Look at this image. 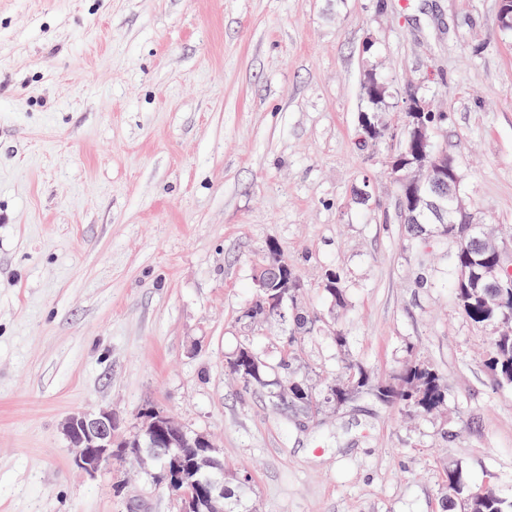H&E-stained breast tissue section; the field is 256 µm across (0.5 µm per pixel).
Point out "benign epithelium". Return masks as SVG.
Segmentation results:
<instances>
[{"label": "benign epithelium", "instance_id": "obj_1", "mask_svg": "<svg viewBox=\"0 0 512 512\" xmlns=\"http://www.w3.org/2000/svg\"><path fill=\"white\" fill-rule=\"evenodd\" d=\"M405 117L412 119L409 135L410 157H389L388 167L400 194L398 206L408 223L415 222V215L433 205L430 196L448 195L453 201L454 223L480 226L470 211L469 197L456 185L455 165L448 155L436 149L431 124L433 104L415 93L402 100ZM486 246L491 253L487 261L479 265H466L460 269V278L475 288H488L497 293L502 288H512L504 280L501 269L512 264V254H507L493 237ZM284 268L281 257L274 253L262 265L268 277L278 282L276 288H266L264 293L271 307L280 308L288 293L287 281L280 278ZM140 430L128 448H114L115 422L112 412H74L63 424L64 434L75 450V464L88 472H97L112 464L117 455L133 457L141 463L161 461L151 473L154 484L170 488H181V512H224V463L217 456L210 439L202 434L186 432L171 416L155 407L140 412ZM177 448H198L200 454L192 462L185 463Z\"/></svg>", "mask_w": 512, "mask_h": 512}]
</instances>
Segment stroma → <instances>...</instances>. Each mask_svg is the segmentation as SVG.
Instances as JSON below:
<instances>
[{
	"mask_svg": "<svg viewBox=\"0 0 512 512\" xmlns=\"http://www.w3.org/2000/svg\"><path fill=\"white\" fill-rule=\"evenodd\" d=\"M499 0H0V512H180L136 463L91 473L62 430L158 407L248 477L249 512H460L449 471L512 503V388L491 332L425 258L373 110L407 91L446 114L437 146L477 219L512 228V35ZM388 93L371 107L368 77ZM367 188L369 200L358 192ZM277 248L315 327L296 343L245 320ZM344 306L324 292L327 271ZM347 338L337 346L335 333ZM243 347L321 389L358 363L385 380L420 356L444 409L362 394L304 416L229 368ZM288 369H279L284 353ZM484 365L498 387L512 388V333L491 343Z\"/></svg>",
	"mask_w": 512,
	"mask_h": 512,
	"instance_id": "obj_1",
	"label": "stroma"
}]
</instances>
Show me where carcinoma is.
<instances>
[{
	"mask_svg": "<svg viewBox=\"0 0 512 512\" xmlns=\"http://www.w3.org/2000/svg\"><path fill=\"white\" fill-rule=\"evenodd\" d=\"M466 228L463 224H448L442 228V234L431 240L423 241L426 248L438 244L441 239H455L459 241L457 248L448 253V281L457 304L466 317L478 327L491 328L498 320V316L487 314L483 293L478 288H471L459 278V269L471 260L479 259L468 249V243L463 241ZM283 278L288 281V305L291 306V315L288 316L290 325L289 341L295 342L298 336L304 334L309 318L297 310L296 302L301 290V283L294 267L287 265L283 270ZM264 273L256 272L254 287L256 288L255 301L245 312V317L256 322L273 316L268 309L264 292L260 289ZM324 290L336 302H342L346 293V285L341 276L335 272L326 274ZM239 362V367L233 370L244 383L248 385H267V363L248 348H242L233 358ZM485 367L492 374L497 386L512 388V334L500 336L491 343ZM370 391L376 401L383 405H397L407 412L418 415H429L437 411L447 401V390L437 370L424 360H411L404 364L393 378L376 382L359 366H352L349 373L342 380L328 383L323 390L316 392L305 384L288 381V398H281V385L270 391L276 404H291L295 407L313 411L320 402L344 404L343 397L355 396L363 390ZM448 492L460 499L463 512H504L503 500L495 493L485 494L483 491L472 492L468 489L462 476L456 471L448 472Z\"/></svg>",
	"mask_w": 512,
	"mask_h": 512,
	"instance_id": "cac0c4a2",
	"label": "carcinoma"
}]
</instances>
